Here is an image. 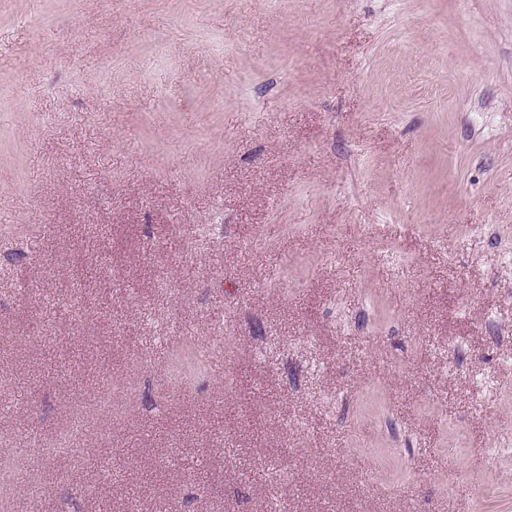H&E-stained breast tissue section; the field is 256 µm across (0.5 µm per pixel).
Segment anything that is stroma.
<instances>
[{"instance_id": "stroma-1", "label": "stroma", "mask_w": 512, "mask_h": 512, "mask_svg": "<svg viewBox=\"0 0 512 512\" xmlns=\"http://www.w3.org/2000/svg\"><path fill=\"white\" fill-rule=\"evenodd\" d=\"M507 331L512 0H0L25 512H512ZM206 367V363L194 350H181L176 353L171 362L172 379L178 383L180 378L191 380ZM79 428L80 421L75 419L68 427L60 429L49 442L36 448L37 453L44 458H55L69 454Z\"/></svg>"}]
</instances>
